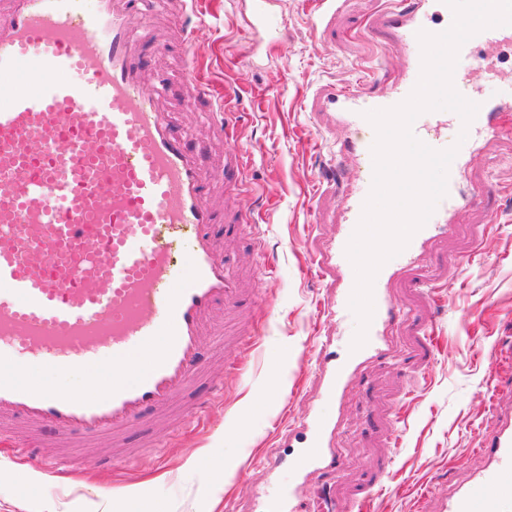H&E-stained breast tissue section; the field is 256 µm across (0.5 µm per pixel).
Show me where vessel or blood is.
<instances>
[{"mask_svg": "<svg viewBox=\"0 0 512 512\" xmlns=\"http://www.w3.org/2000/svg\"><path fill=\"white\" fill-rule=\"evenodd\" d=\"M451 15L444 0H394L376 27L401 48L402 78L375 96L361 86L325 85L312 97V111L348 130L345 149L355 160L330 254L344 282L330 306L336 318L351 313L356 275L345 249L373 182L376 132L365 112L409 96L421 70L418 32L445 31ZM199 20L189 0H0V431L26 429L19 445L36 469L66 464L35 447L45 427L64 438L111 437L116 460L140 454L126 440L131 428L179 433L187 423L172 410L187 391L204 385L212 397L224 392L225 376L200 363L201 347L220 353L252 342L253 324L242 319L251 291L224 245L250 238L256 257L264 247L252 236L251 215L220 212L215 195L218 175L242 180L250 155L237 147L203 162L176 114V85H192L211 138L240 136L225 106L235 88L216 92L203 76L191 37ZM508 39L512 26L495 27L461 47L453 84L479 110L450 165L447 194L378 271L365 344L342 361L323 359V397L340 400L360 367L385 352L395 308L384 281L450 233L458 211L480 202V192L461 191L458 175L512 121V85L503 98L489 99L470 76L503 83L486 55ZM460 122L453 112H425L413 132L442 150L452 145L445 128ZM273 271L269 259L254 269ZM30 362L78 368L90 381L80 394H58L20 374ZM492 414L476 450L479 467L450 481L447 496L426 493V512H512V390L494 394ZM337 428L315 409L289 424V439L301 436L305 444L277 492L281 512H304L306 476L338 466Z\"/></svg>", "mask_w": 512, "mask_h": 512, "instance_id": "vessel-or-blood-1", "label": "vessel or blood"}]
</instances>
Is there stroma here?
<instances>
[{"mask_svg": "<svg viewBox=\"0 0 512 512\" xmlns=\"http://www.w3.org/2000/svg\"><path fill=\"white\" fill-rule=\"evenodd\" d=\"M255 0H199L194 40L215 87L240 94L241 134L253 146L248 177L231 201L254 213L270 277L250 281L262 308L254 345L222 357L202 349L215 373L240 370L220 401L187 430L157 434L140 457L105 463L100 444L74 439L69 466L40 472L0 435V512H275L274 486L287 483L289 449H276L289 420L321 403L319 349L339 356L355 321L337 323L327 306L336 279L313 268L340 231L347 186L336 172L350 166L337 152L348 133L319 127L309 109L313 90L348 87L374 73L376 91L403 73L400 50L372 23L392 0H267L285 38L250 31ZM494 186L480 205L453 219L423 259L387 284L405 320L387 328L389 349L358 373L338 411L334 446L340 469L309 477L306 512H419L425 488L448 491L468 471L491 419L495 388L512 387V127L481 145L460 186ZM284 461L272 473L262 458ZM223 463L214 473L204 459Z\"/></svg>", "mask_w": 512, "mask_h": 512, "instance_id": "stroma-1", "label": "stroma"}]
</instances>
